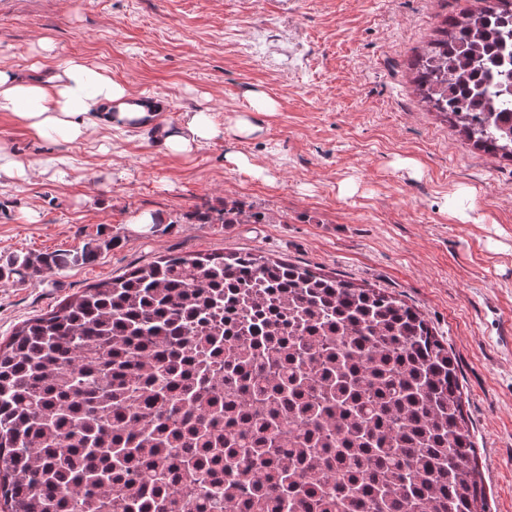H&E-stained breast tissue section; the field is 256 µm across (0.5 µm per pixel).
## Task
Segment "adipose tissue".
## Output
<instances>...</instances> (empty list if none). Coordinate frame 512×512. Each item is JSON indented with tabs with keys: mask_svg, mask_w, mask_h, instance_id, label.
Listing matches in <instances>:
<instances>
[{
	"mask_svg": "<svg viewBox=\"0 0 512 512\" xmlns=\"http://www.w3.org/2000/svg\"><path fill=\"white\" fill-rule=\"evenodd\" d=\"M162 110V99L135 95L106 70L73 60L60 62L48 80L37 83L0 67V112L11 113L40 138L56 135L76 143L101 130L149 128L167 152L189 154L224 136L223 125L205 112L163 125Z\"/></svg>",
	"mask_w": 512,
	"mask_h": 512,
	"instance_id": "obj_1",
	"label": "adipose tissue"
}]
</instances>
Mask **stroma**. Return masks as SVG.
Here are the masks:
<instances>
[{
    "mask_svg": "<svg viewBox=\"0 0 512 512\" xmlns=\"http://www.w3.org/2000/svg\"><path fill=\"white\" fill-rule=\"evenodd\" d=\"M475 0H0V63L42 80L58 61L106 68L165 121L249 112L258 131L188 155L145 128L70 144L0 112V144L41 161L0 180V265L99 244L92 263L0 282V342L90 285L166 254L249 250L386 288L458 364L487 512H512V162L424 111L409 61ZM263 90L275 111L254 112ZM245 155L261 176L227 156ZM236 200L271 224H196ZM161 217L142 234L128 222Z\"/></svg>",
    "mask_w": 512,
    "mask_h": 512,
    "instance_id": "stroma-1",
    "label": "stroma"
}]
</instances>
